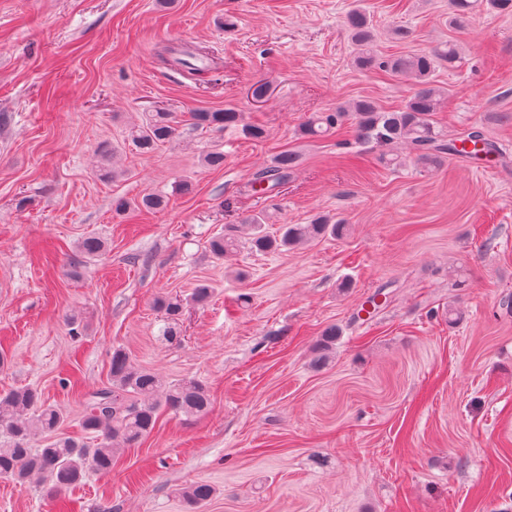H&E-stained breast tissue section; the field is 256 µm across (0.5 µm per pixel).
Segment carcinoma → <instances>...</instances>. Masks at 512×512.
<instances>
[{"mask_svg":"<svg viewBox=\"0 0 512 512\" xmlns=\"http://www.w3.org/2000/svg\"><path fill=\"white\" fill-rule=\"evenodd\" d=\"M450 23L463 26L465 20L481 7L500 12L512 11V0H452ZM347 26L356 46L355 63L362 70H380L411 82L412 90L403 104L394 110L382 109L370 98L356 99L330 112H318L304 121L300 135L306 139L323 137L346 127L362 144L385 147L382 155L386 164L395 168L404 160L394 153L400 143L414 151L416 164L427 168L440 166L450 156L480 159L498 155L499 148L484 131L474 128L461 138L449 139L434 122L447 90L437 84L436 73L442 65L452 69L460 59V46L450 39L423 53H400L380 56L372 49L374 30L370 19L358 9L347 16ZM169 69L182 76L203 77L216 73L220 64L200 47L188 48L178 56L164 60ZM193 125L202 129L222 131L237 125L241 115L232 110L191 114ZM178 135L170 112H157L146 122L132 127V141L143 153H151ZM298 162V155L281 152L272 163L257 170L251 187L266 194L288 181ZM166 205L165 198L145 195L133 202L119 200L115 209L125 212L157 210ZM269 216L252 214L242 222L250 229L247 243L258 252L290 249L306 241L325 236L340 237L346 224L335 216H317L308 224H283L279 233L265 231ZM240 227L210 240V252L218 259L228 260L237 252ZM156 305L166 319L174 321L182 311V303L160 297ZM336 327L322 332L316 348V360L330 358L336 341ZM112 389L95 393L85 406L80 426L83 438L57 437L42 448H31L39 435L52 436L60 431L68 415L58 406L46 402L32 388L14 390L0 397V428L7 431L12 442L0 446V479L19 484H50L57 491L81 482L86 472L112 471L117 449L130 448L147 439L155 430L160 413L172 411L196 416L208 411L211 405L209 390L200 381L165 382L157 374L134 363L129 355L116 349L110 363ZM215 489L207 483L194 484L182 493L187 505L195 509L213 497Z\"/></svg>","mask_w":512,"mask_h":512,"instance_id":"cac0c4a2","label":"carcinoma"}]
</instances>
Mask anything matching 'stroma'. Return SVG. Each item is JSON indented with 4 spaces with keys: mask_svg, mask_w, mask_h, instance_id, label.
<instances>
[{
    "mask_svg": "<svg viewBox=\"0 0 512 512\" xmlns=\"http://www.w3.org/2000/svg\"><path fill=\"white\" fill-rule=\"evenodd\" d=\"M351 3L0 0V394L37 388L79 435L121 349L211 395L206 414L164 413L80 486L0 480V512H512V13L455 32L450 0L396 13L361 0L379 55L460 43L456 68L437 72L448 96L435 119L452 139L483 127L501 151L394 170L348 135L298 134L312 113L363 97L389 109L411 91L355 67ZM196 44L223 61L219 81H173L155 56ZM227 108L264 139L185 124L144 154L128 136L154 112ZM214 149L223 168L202 164ZM288 150V182L254 192L253 173ZM146 194L167 206L116 212ZM261 209L270 233L318 214L348 229L216 260L209 240ZM88 236L104 242L90 259ZM202 283L209 301L190 303ZM380 290L386 303L359 318ZM160 296L185 302L180 342L163 336ZM332 325L335 350L316 364ZM198 482L216 493L192 511L181 492Z\"/></svg>",
    "mask_w": 512,
    "mask_h": 512,
    "instance_id": "obj_1",
    "label": "stroma"
}]
</instances>
